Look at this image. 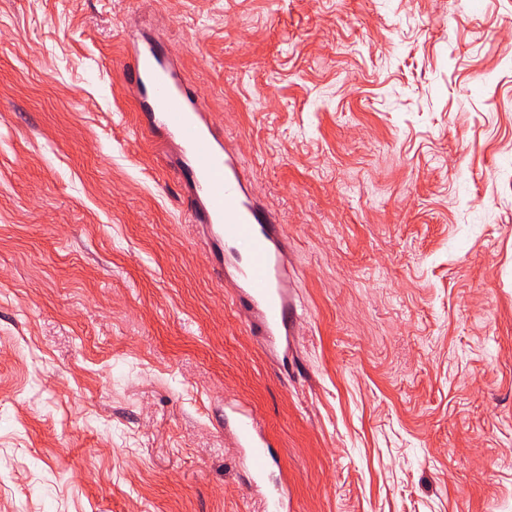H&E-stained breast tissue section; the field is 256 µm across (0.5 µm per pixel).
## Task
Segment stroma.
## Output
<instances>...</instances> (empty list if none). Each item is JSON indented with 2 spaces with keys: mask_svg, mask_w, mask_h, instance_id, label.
Returning <instances> with one entry per match:
<instances>
[{
  "mask_svg": "<svg viewBox=\"0 0 512 512\" xmlns=\"http://www.w3.org/2000/svg\"><path fill=\"white\" fill-rule=\"evenodd\" d=\"M163 45L288 234L282 377L128 95ZM512 512V0H0V512ZM224 398V433L233 448H239L238 464L250 477V487L257 493L267 512L288 511V496L281 487H265V477L278 464L265 433L261 416L248 405ZM264 488V490H263Z\"/></svg>",
  "mask_w": 512,
  "mask_h": 512,
  "instance_id": "35a3bbf8",
  "label": "stroma"
}]
</instances>
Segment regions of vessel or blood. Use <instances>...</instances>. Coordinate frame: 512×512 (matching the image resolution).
I'll use <instances>...</instances> for the list:
<instances>
[{"instance_id":"1","label":"vessel or blood","mask_w":512,"mask_h":512,"mask_svg":"<svg viewBox=\"0 0 512 512\" xmlns=\"http://www.w3.org/2000/svg\"><path fill=\"white\" fill-rule=\"evenodd\" d=\"M132 65L126 88L139 121L181 177L187 221L217 275L232 273L234 298L249 335L280 365L298 333L297 274L288 262V236L268 204L250 189L237 151L219 133L200 93L187 90L186 75L152 43H126ZM224 432L239 448L238 463L264 512H286L288 496L265 477L277 457L261 416L248 405L224 402Z\"/></svg>"}]
</instances>
